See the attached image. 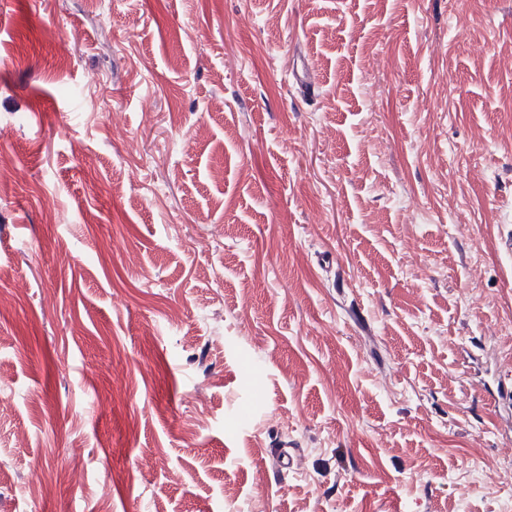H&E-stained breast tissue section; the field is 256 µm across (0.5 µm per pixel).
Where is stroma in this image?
Instances as JSON below:
<instances>
[{
	"instance_id": "stroma-1",
	"label": "stroma",
	"mask_w": 512,
	"mask_h": 512,
	"mask_svg": "<svg viewBox=\"0 0 512 512\" xmlns=\"http://www.w3.org/2000/svg\"><path fill=\"white\" fill-rule=\"evenodd\" d=\"M0 128V512H512V0H0Z\"/></svg>"
}]
</instances>
